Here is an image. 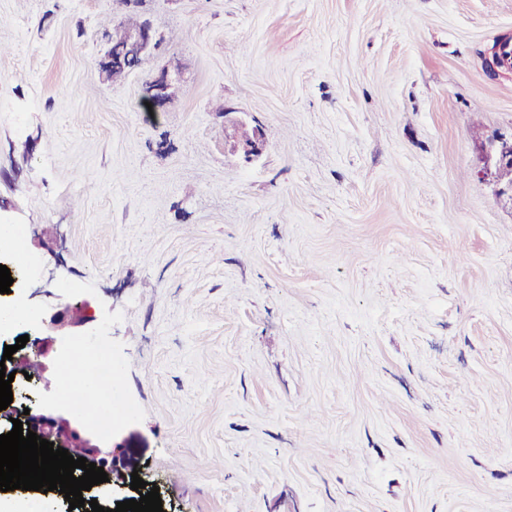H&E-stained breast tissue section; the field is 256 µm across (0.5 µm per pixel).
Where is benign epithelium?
<instances>
[{
  "label": "benign epithelium",
  "mask_w": 512,
  "mask_h": 512,
  "mask_svg": "<svg viewBox=\"0 0 512 512\" xmlns=\"http://www.w3.org/2000/svg\"><path fill=\"white\" fill-rule=\"evenodd\" d=\"M157 42V32L150 22L141 28L126 31L123 37L124 46L140 54L149 53ZM94 68L101 80L112 84L120 82L128 75L121 57L109 49L95 60ZM174 97L175 81L169 75V70L165 68L158 74L148 77L143 83V101L150 103L154 112ZM481 161L482 167L478 170V174L492 182L496 196L512 198V184L499 178L501 169L512 166V133L496 132L482 143ZM92 321H94V315L87 302L75 306L68 305L54 313L50 319L42 320L41 336L29 344V349L20 350L13 355L11 370L20 375L24 370L31 371L33 364L36 363L38 364L37 377H43L47 370L46 359L54 351L55 336L67 327H79ZM66 414V410L59 408L50 413L31 409L26 415L24 407L13 402L7 409L0 411V421H7L11 417L18 419L23 423L24 431L37 433L41 438L54 443L56 448L62 447L68 451L74 448L81 449L80 456L104 468L108 474L109 481L98 485V488L112 492L116 495L118 502L130 499L131 473L136 465L130 460L129 454L118 446L105 451L91 443L82 435L81 429L72 425Z\"/></svg>",
  "instance_id": "7a95c632"
}]
</instances>
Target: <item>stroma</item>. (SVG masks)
I'll use <instances>...</instances> for the list:
<instances>
[{"label":"stroma","mask_w":512,"mask_h":512,"mask_svg":"<svg viewBox=\"0 0 512 512\" xmlns=\"http://www.w3.org/2000/svg\"><path fill=\"white\" fill-rule=\"evenodd\" d=\"M142 8L163 41L111 85L122 6L0 0V261L37 317L91 305L97 441L165 512H512V206L477 174L512 0ZM145 57L125 54L123 63L121 57L106 48L104 53L95 60L94 68L101 80L115 84L124 79L128 71L140 68ZM175 81L169 75L168 69H162L158 74L149 76L143 83V102L152 105V112H157L175 95Z\"/></svg>","instance_id":"35a3bbf8"}]
</instances>
